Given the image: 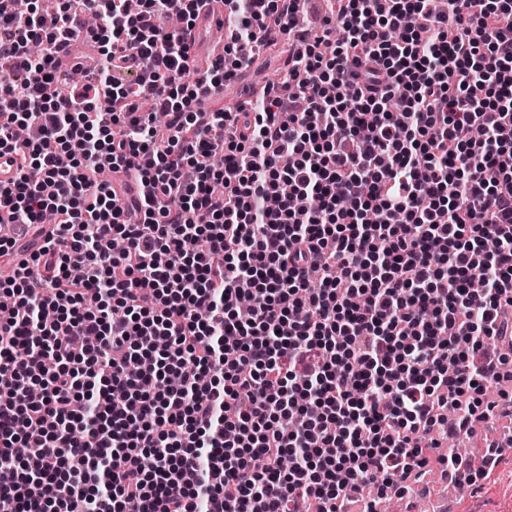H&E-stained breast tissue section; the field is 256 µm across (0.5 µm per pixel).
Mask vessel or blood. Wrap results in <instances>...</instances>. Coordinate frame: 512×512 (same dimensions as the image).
<instances>
[{
	"label": "vessel or blood",
	"mask_w": 512,
	"mask_h": 512,
	"mask_svg": "<svg viewBox=\"0 0 512 512\" xmlns=\"http://www.w3.org/2000/svg\"><path fill=\"white\" fill-rule=\"evenodd\" d=\"M228 28V13L222 0H201L194 22L183 32L189 46L188 64L197 78H206L213 63L222 55L224 44L216 40L215 34Z\"/></svg>",
	"instance_id": "1"
}]
</instances>
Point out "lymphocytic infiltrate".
Wrapping results in <instances>:
<instances>
[{"label": "lymphocytic infiltrate", "mask_w": 512, "mask_h": 512, "mask_svg": "<svg viewBox=\"0 0 512 512\" xmlns=\"http://www.w3.org/2000/svg\"><path fill=\"white\" fill-rule=\"evenodd\" d=\"M301 2L225 0L212 89L288 54L205 107L166 25L197 0H0V512H349L460 471L441 440L512 379V0H328L315 36ZM281 66V60L275 52L263 53L249 71L246 81L260 84L276 82L281 76Z\"/></svg>", "instance_id": "1"}]
</instances>
